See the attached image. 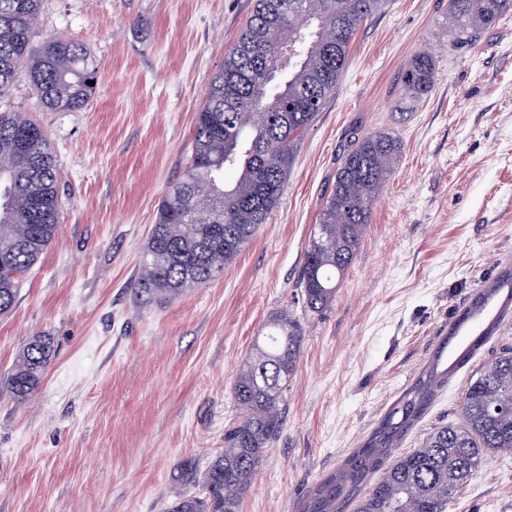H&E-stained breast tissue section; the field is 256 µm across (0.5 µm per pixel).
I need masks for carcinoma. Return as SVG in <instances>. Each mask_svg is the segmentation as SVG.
<instances>
[{"mask_svg": "<svg viewBox=\"0 0 512 512\" xmlns=\"http://www.w3.org/2000/svg\"><path fill=\"white\" fill-rule=\"evenodd\" d=\"M41 0H0V93L25 76L44 106L72 112L92 97L96 66L81 44L30 40L29 19ZM384 0H256L252 14L211 79L195 119L193 151L182 181L158 218L132 282L143 300L179 296L220 277L277 207L296 142L336 91L362 23ZM308 14L311 26L304 23ZM512 14V0H448L456 42ZM294 48L288 66L280 48ZM436 62L421 51L401 77L409 102L428 96ZM401 151L389 132L354 130L318 224L302 257L298 288L305 308L334 300L336 277L356 259L376 197ZM235 181L224 184V171ZM59 214L56 165L47 132L21 112L0 113V315L14 305L26 275L52 243ZM303 328L286 309L268 319L238 372L233 399L242 421L224 433V451L202 474L188 462L177 481L202 495L179 494L171 512H240L241 501L283 428L281 404L300 356ZM55 351L48 336L22 350L8 384L23 401L41 386ZM443 351L385 415L366 443L308 494L303 512H447L493 452H512V347H504L469 379L460 422L431 431L398 457L383 478L369 473L424 414L445 382Z\"/></svg>", "mask_w": 512, "mask_h": 512, "instance_id": "1", "label": "carcinoma"}]
</instances>
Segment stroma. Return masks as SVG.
Segmentation results:
<instances>
[{
  "label": "stroma",
  "mask_w": 512,
  "mask_h": 512,
  "mask_svg": "<svg viewBox=\"0 0 512 512\" xmlns=\"http://www.w3.org/2000/svg\"><path fill=\"white\" fill-rule=\"evenodd\" d=\"M255 0H42L39 44L83 45L97 66L89 105L44 108L19 80L1 112H21L52 143L56 237L0 316V512H166L181 463L205 471L240 422L232 386L269 317L303 327L284 425L241 512H301L414 383L436 350L456 361L392 456L458 422L472 374L512 345L500 299L462 330L474 298L512 267V15L472 45L454 43L448 0H385L363 22L343 78L295 149L267 224L222 276L166 300L131 283L162 198L190 160L210 78ZM433 91L405 104L401 74L422 49ZM390 132L402 150L335 301L312 313L296 288L303 252L351 129ZM53 341L39 390L7 379L26 343ZM448 512H512V453L484 462Z\"/></svg>",
  "instance_id": "1"
}]
</instances>
